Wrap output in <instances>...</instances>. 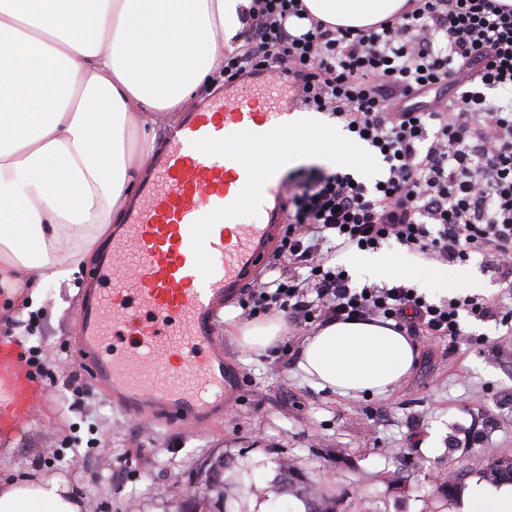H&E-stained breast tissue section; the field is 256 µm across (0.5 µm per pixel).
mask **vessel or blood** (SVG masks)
<instances>
[{
  "mask_svg": "<svg viewBox=\"0 0 512 512\" xmlns=\"http://www.w3.org/2000/svg\"><path fill=\"white\" fill-rule=\"evenodd\" d=\"M293 104L249 88L179 120L94 278V309L75 348L126 414L184 426L223 415L224 356L215 331L225 298L252 283L283 216L278 135ZM126 337L124 349L113 336Z\"/></svg>",
  "mask_w": 512,
  "mask_h": 512,
  "instance_id": "b4317fda",
  "label": "vessel or blood"
}]
</instances>
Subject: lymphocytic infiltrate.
I'll return each mask as SVG.
<instances>
[{
	"mask_svg": "<svg viewBox=\"0 0 512 512\" xmlns=\"http://www.w3.org/2000/svg\"><path fill=\"white\" fill-rule=\"evenodd\" d=\"M224 79L288 85L296 106L328 114L386 165L353 173L289 172L279 276L250 289V318L286 313L297 330L331 321L391 320L400 332L469 343L461 315L512 325V308L454 293L435 304L406 282L353 284L333 242L378 251L393 242L449 265L481 255L512 289V109L485 92L512 88V5L407 0L367 28L310 17L301 0H253Z\"/></svg>",
	"mask_w": 512,
	"mask_h": 512,
	"instance_id": "obj_1",
	"label": "lymphocytic infiltrate"
}]
</instances>
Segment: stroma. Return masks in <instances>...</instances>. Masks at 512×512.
I'll use <instances>...</instances> for the list:
<instances>
[{
  "instance_id": "1",
  "label": "stroma",
  "mask_w": 512,
  "mask_h": 512,
  "mask_svg": "<svg viewBox=\"0 0 512 512\" xmlns=\"http://www.w3.org/2000/svg\"><path fill=\"white\" fill-rule=\"evenodd\" d=\"M92 265L71 284L49 282L41 303L0 310V366L22 375L0 399V480L44 471L68 479L86 512H187L203 496L220 455L242 480L230 512L274 489L279 460L332 489L339 512H448L435 478L483 475L512 454V328L473 322L478 344L415 341L417 364L386 393L353 398L311 387L297 367L304 333L257 354L239 344L240 300L225 303L218 341L241 397L218 424L188 429L122 414L109 385L74 349L80 311L91 300ZM434 453H426L430 441Z\"/></svg>"
}]
</instances>
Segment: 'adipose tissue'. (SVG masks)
Here are the masks:
<instances>
[{
  "label": "adipose tissue",
  "instance_id": "adipose-tissue-1",
  "mask_svg": "<svg viewBox=\"0 0 512 512\" xmlns=\"http://www.w3.org/2000/svg\"><path fill=\"white\" fill-rule=\"evenodd\" d=\"M406 0H303L332 25L365 28ZM252 0H0V296L72 280L110 233L149 168L153 124L224 66ZM318 112L293 114L280 144L294 163L350 168L365 150ZM445 296L481 280L438 264L416 270ZM412 340L383 321L331 322L302 344L298 366L319 390L384 393L412 370ZM66 478L0 483V512H82ZM452 512H512V481L472 478Z\"/></svg>",
  "mask_w": 512,
  "mask_h": 512
}]
</instances>
